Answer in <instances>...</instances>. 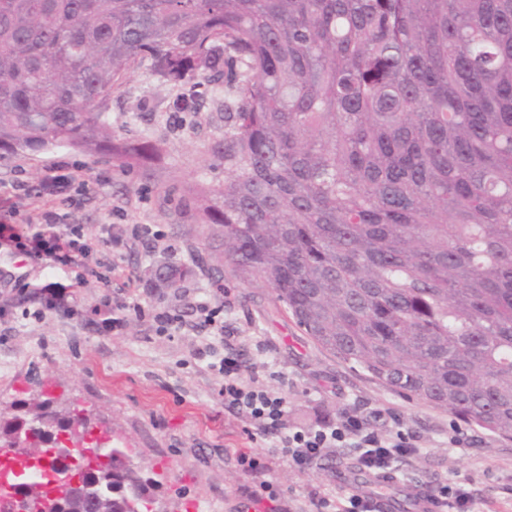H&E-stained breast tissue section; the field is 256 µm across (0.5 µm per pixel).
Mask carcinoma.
<instances>
[{
	"mask_svg": "<svg viewBox=\"0 0 512 512\" xmlns=\"http://www.w3.org/2000/svg\"><path fill=\"white\" fill-rule=\"evenodd\" d=\"M146 63L234 90L199 214L242 280L393 392L512 438V0H0V150L141 162L107 109ZM53 404L40 428L82 459L56 468L65 512H151L127 449Z\"/></svg>",
	"mask_w": 512,
	"mask_h": 512,
	"instance_id": "obj_1",
	"label": "carcinoma"
}]
</instances>
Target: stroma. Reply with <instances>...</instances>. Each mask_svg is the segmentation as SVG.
Returning a JSON list of instances; mask_svg holds the SVG:
<instances>
[{
    "mask_svg": "<svg viewBox=\"0 0 512 512\" xmlns=\"http://www.w3.org/2000/svg\"><path fill=\"white\" fill-rule=\"evenodd\" d=\"M178 92L144 66L113 94L109 122L116 141L157 148L134 168L63 147L0 151V183L6 185L36 182L58 160L84 164L79 205L65 208L53 196L43 205L68 212L87 235H100L106 225L118 235L130 224H151L163 233L122 251L120 276L104 268L91 276L76 266L50 272L43 261L29 260L24 271L33 288H65L72 296L69 308L39 320L31 316L37 301H18L13 281L0 280V305L13 310L0 321V411L11 414L52 396L107 425L113 441L129 448L152 478L151 492L167 512H189L192 504L199 512H235L240 488L255 490L259 482L240 470L230 449H270L248 418L225 409L218 393L222 377L213 365L236 350L264 364L263 382L287 397L289 428L316 427L355 402L368 411H390L383 429L403 425L417 432L419 455L381 479L386 493L448 482L471 492L475 512H512V439L372 380L304 335L268 289L240 281L225 266L222 242L199 219L195 193L224 181V104L230 94L220 83L203 87L197 111L180 112ZM133 296L145 309L181 314L185 327L159 336L149 318L133 314L118 336L87 325L91 307ZM218 299L224 302L220 336L196 327L194 312L198 302ZM457 435L468 439L467 447L452 445ZM351 456L350 449L337 448L310 469L278 460L268 477L289 512H307L310 493L339 499L350 493L345 475L353 469Z\"/></svg>",
    "mask_w": 512,
    "mask_h": 512,
    "instance_id": "1",
    "label": "stroma"
}]
</instances>
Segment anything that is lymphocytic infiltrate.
Listing matches in <instances>:
<instances>
[{"label": "lymphocytic infiltrate", "instance_id": "1", "mask_svg": "<svg viewBox=\"0 0 512 512\" xmlns=\"http://www.w3.org/2000/svg\"><path fill=\"white\" fill-rule=\"evenodd\" d=\"M79 171L78 165L58 162L47 168L40 181L15 183L11 195H0V247L15 255L47 260L53 268H85L93 264L117 272L111 254L97 250L82 225L68 223L66 215L54 211L24 213L19 209L20 201L46 195L58 196L64 203L76 205V195L83 186ZM125 308L122 314L101 307L91 308L89 322L99 333L117 334L125 327L126 314L131 311L139 316L149 315L159 335L170 334L184 325L181 315L165 309L148 313L135 301L126 303ZM218 371L224 378L220 392L225 409L246 414L259 434L271 441L273 455L298 468L316 465L332 449L349 448L359 469L385 475L420 452V438L415 432L400 429L392 434L384 433L368 423L363 409L357 405L341 409L335 421L317 428L289 430L288 400L261 383L258 364L228 352ZM236 460L243 472L260 480V490L253 493V500H265L266 512H280L281 492L265 478L270 470L266 459L257 453L240 451Z\"/></svg>", "mask_w": 512, "mask_h": 512}]
</instances>
